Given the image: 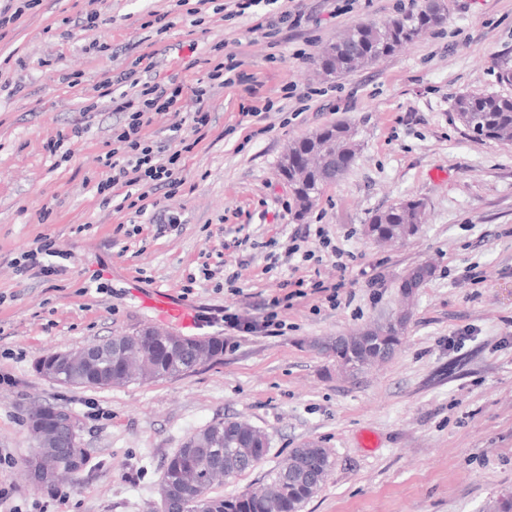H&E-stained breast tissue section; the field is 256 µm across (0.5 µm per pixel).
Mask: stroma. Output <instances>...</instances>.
<instances>
[{
	"mask_svg": "<svg viewBox=\"0 0 512 512\" xmlns=\"http://www.w3.org/2000/svg\"><path fill=\"white\" fill-rule=\"evenodd\" d=\"M225 0H37L0 28V512H149L168 457L192 434L238 418L269 438L252 469L214 486L230 496L259 485L300 443L331 452L327 480L303 512H501L512 499V145L478 139L457 120L463 93L512 97V0H444L445 19L357 70L320 71L322 51L359 23L396 16L398 0H300L301 25L274 39L251 19L225 20ZM167 14L170 28L150 26ZM98 16L87 27V14ZM238 52L234 85L207 80L208 61ZM143 80H203L209 125L183 153L176 193H151L143 215L115 211L90 190L125 113L98 87L139 55ZM294 85L304 101L284 98ZM155 114L146 134L180 151L176 123L198 107ZM347 121L359 148L344 177L299 215L278 164L292 142ZM63 140L66 157L50 155ZM402 200L424 205L418 234L382 247L365 228ZM328 230L349 254L300 268L270 263L306 225ZM68 254L47 282L19 275L14 257L39 238ZM434 275L412 298L402 343L387 362L342 376L318 341L385 321L402 305L405 272ZM214 278H198L201 266ZM238 272L240 295L226 276ZM196 283H189V276ZM350 279L331 308L311 295L281 308V333L225 328V309L260 316L287 282ZM192 293H185V285ZM186 306L193 326L162 323L140 294ZM146 327L220 336L223 355L172 378L102 389L42 376L54 352ZM452 336L461 346L449 345ZM54 403L80 427L77 482L37 486L22 460L35 446L26 415Z\"/></svg>",
	"mask_w": 512,
	"mask_h": 512,
	"instance_id": "35a3bbf8",
	"label": "stroma"
}]
</instances>
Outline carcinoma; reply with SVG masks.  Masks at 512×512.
Masks as SVG:
<instances>
[{"instance_id":"carcinoma-1","label":"carcinoma","mask_w":512,"mask_h":512,"mask_svg":"<svg viewBox=\"0 0 512 512\" xmlns=\"http://www.w3.org/2000/svg\"><path fill=\"white\" fill-rule=\"evenodd\" d=\"M436 25L422 6L416 11L375 24L349 27L332 47L336 55L323 54L319 66L340 74L363 67L390 54L396 47L417 38ZM457 119L480 137L512 144V98L485 93H465L455 100ZM357 130L337 122L315 131L289 146L279 163L280 174L293 189L299 214L308 213L325 186L339 180L352 164L358 147ZM423 206L417 201L399 202L375 213L367 236L375 242L406 241L416 236L422 224ZM433 275V266L419 265L403 277L400 288L412 296ZM405 322L396 317L377 322L349 336H338L321 346L336 358L339 370L352 377L367 367L393 356L401 344ZM146 330L119 336V343H100L88 365L63 370L60 385L101 389L145 379L176 377L210 362L224 352V339L183 337L169 351L155 352L143 342ZM267 435L239 419L209 424L190 436L167 460L160 481V497L169 502V512H301L325 482L331 470L327 449L305 442L293 449L282 463L264 476L262 484L228 497L211 495L214 482L233 478L255 467L266 455ZM50 448L39 444L23 465L32 473Z\"/></svg>"}]
</instances>
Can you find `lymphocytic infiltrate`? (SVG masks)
<instances>
[{"label":"lymphocytic infiltrate","mask_w":512,"mask_h":512,"mask_svg":"<svg viewBox=\"0 0 512 512\" xmlns=\"http://www.w3.org/2000/svg\"><path fill=\"white\" fill-rule=\"evenodd\" d=\"M277 3L283 6L278 20L260 22L253 27L254 32L269 39L276 34L277 22L301 24L304 14L295 0H227L225 8L228 17L234 18L243 16L246 11L257 10L260 6ZM114 86L119 87L120 93L112 97V109L127 113L128 118L115 137L116 148L105 156L104 165L108 174L95 185L94 190L96 194L108 196L114 187L126 186V194L115 205L116 210L121 211L137 208L140 202L147 199L150 191L162 187L174 190L182 185L179 153H165L162 147L145 136L143 129L150 125L153 114L176 111L183 88L179 85L168 88L141 81L133 69L121 73L115 81L103 84L107 90ZM57 254L54 241L42 238L36 248L16 257L13 265L19 273H29L52 281L66 270L65 265L57 263Z\"/></svg>","instance_id":"1"}]
</instances>
